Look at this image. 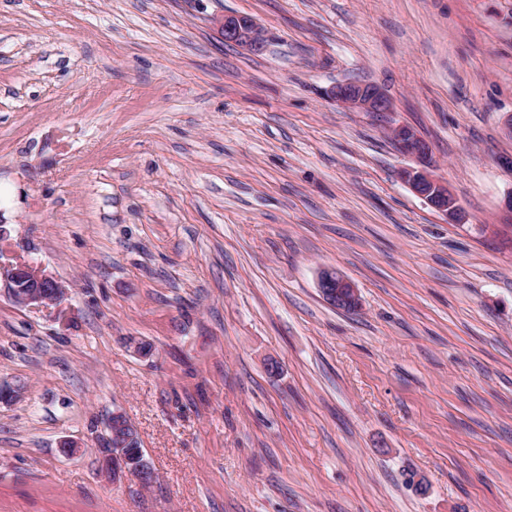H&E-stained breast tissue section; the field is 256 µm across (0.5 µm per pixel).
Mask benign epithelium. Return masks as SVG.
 Wrapping results in <instances>:
<instances>
[{
    "instance_id": "1",
    "label": "benign epithelium",
    "mask_w": 512,
    "mask_h": 512,
    "mask_svg": "<svg viewBox=\"0 0 512 512\" xmlns=\"http://www.w3.org/2000/svg\"><path fill=\"white\" fill-rule=\"evenodd\" d=\"M224 41L256 51L265 41L261 26L248 16H224L213 20ZM332 97L337 104L359 112L384 114L394 110L391 98L378 86L359 82L336 85ZM390 135L399 151L413 158L417 166L405 168L400 178L408 188L427 205L441 213L452 224H462L465 214L448 186L432 174L431 149L416 131L403 124L390 127ZM13 301L21 306L58 305L65 295L64 285L29 260H20L6 272ZM322 297L342 311H355L360 297L355 284L334 268H324L318 277ZM109 448L105 451L103 466L112 473V480L133 476L146 484L153 479V470L143 454L129 451L137 434L129 420L115 412L107 424Z\"/></svg>"
}]
</instances>
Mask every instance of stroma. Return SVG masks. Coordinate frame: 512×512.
I'll return each mask as SVG.
<instances>
[{"label":"stroma","instance_id":"1","mask_svg":"<svg viewBox=\"0 0 512 512\" xmlns=\"http://www.w3.org/2000/svg\"><path fill=\"white\" fill-rule=\"evenodd\" d=\"M511 115L512 0H0V512H512ZM116 411L150 486L102 466ZM213 23L224 41L236 46L256 51L265 41L263 29L251 17L224 16L215 18ZM332 97L337 104L359 112L384 114L393 112L391 98L378 86L359 82L336 85ZM390 135L399 151L417 162V167L405 168L400 178L427 205L441 213L452 224H462L465 214L448 186L432 174L431 149L416 131L403 124L390 127ZM13 301L21 306L58 305L65 295L64 285L29 260H20L6 272ZM318 288L322 297L333 307L342 311H356L360 297L355 284L335 268H324L318 277Z\"/></svg>","mask_w":512,"mask_h":512}]
</instances>
